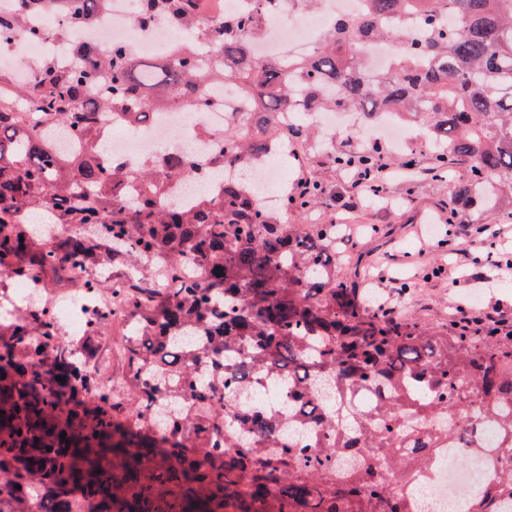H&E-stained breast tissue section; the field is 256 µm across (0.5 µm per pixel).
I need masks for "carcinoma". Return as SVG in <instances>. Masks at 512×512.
<instances>
[{"label":"carcinoma","instance_id":"1","mask_svg":"<svg viewBox=\"0 0 512 512\" xmlns=\"http://www.w3.org/2000/svg\"><path fill=\"white\" fill-rule=\"evenodd\" d=\"M45 0H20L0 21V39L23 28ZM299 59L259 57L257 21L240 16L211 31L224 64L206 74L188 49L160 63L136 62L122 47L80 69L38 66L30 85H0V286L69 283L76 268L110 281L117 306L108 321L91 312L94 340L105 326L124 337L123 389L136 424L123 423L114 390L98 379L96 357L75 356L71 341L44 345L60 322L35 301L0 318V512H35L52 494L60 512H416L412 481L433 473L444 448L459 464L493 460L490 429L512 448V332L474 337L448 323H423L369 302L336 278V235L310 230L304 216L324 194L314 182L278 212L253 204L247 171L269 149L317 137L285 113L300 99L318 110L391 111L419 124L440 147L433 169L451 202L482 191L512 201V0H361ZM101 0H74L77 26L100 20ZM203 24L196 0H141L137 21ZM371 41L392 44L390 69L363 66ZM231 84L246 106L224 129V178L190 208L160 204L167 169L134 170L100 154V113L148 120L152 94L199 105L211 83ZM70 130L86 146L60 153L42 126ZM371 153H333L347 167ZM28 224H80L70 234L36 236ZM190 259L198 275L182 274ZM65 378L61 382L57 377ZM285 376L295 388L294 418L241 412L240 402ZM180 378L197 407L162 423L153 406L165 378ZM375 390L366 408L354 393ZM311 434L298 447L296 433ZM66 437H61V434ZM349 448L366 456L336 470ZM25 479L27 491L15 485ZM512 500V469L468 500L466 512H502Z\"/></svg>","mask_w":512,"mask_h":512}]
</instances>
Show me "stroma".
I'll use <instances>...</instances> for the list:
<instances>
[{"label":"stroma","instance_id":"35a3bbf8","mask_svg":"<svg viewBox=\"0 0 512 512\" xmlns=\"http://www.w3.org/2000/svg\"><path fill=\"white\" fill-rule=\"evenodd\" d=\"M409 133L408 147L386 149L396 173L389 179L384 197L366 199L355 210L340 205L350 195V170L333 167L315 142H306L303 163L289 173L288 180L293 183L308 177L323 183L326 189L320 204L307 214L306 224L354 225L356 251L368 264L370 277L392 276L411 283L409 293L391 298L400 312L429 322L447 320L449 312L460 303L484 309L497 305L512 313V285L495 267L486 240L475 239L465 257L438 245L452 227L512 226V206L491 208L475 200L458 208L456 220H449L448 184L426 172L433 162V146L417 126H410ZM438 263L454 272L455 281L438 279L419 284L423 272Z\"/></svg>","mask_w":512,"mask_h":512}]
</instances>
